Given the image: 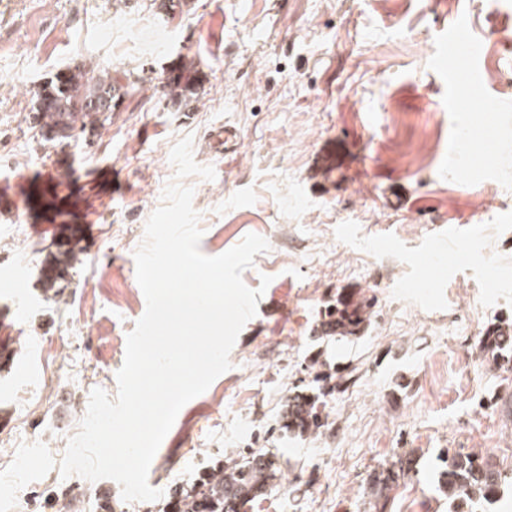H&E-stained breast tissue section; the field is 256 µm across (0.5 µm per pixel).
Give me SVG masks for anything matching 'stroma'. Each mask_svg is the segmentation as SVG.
Listing matches in <instances>:
<instances>
[{"label":"stroma","instance_id":"stroma-1","mask_svg":"<svg viewBox=\"0 0 512 512\" xmlns=\"http://www.w3.org/2000/svg\"><path fill=\"white\" fill-rule=\"evenodd\" d=\"M0 0V512H162V498L124 501L111 479L62 477L68 440L90 393L116 397L126 337L145 307L135 250L174 179L172 147L214 180L184 178L204 234L222 254L246 234L267 252L243 273L272 281L242 328L231 367L188 402L148 473L171 493L248 449H276L283 477L253 512H372L369 472L415 451L417 473L388 512H449L436 482L445 452L512 466V376L483 363V331L512 320V0ZM465 23L484 43L479 88L447 80L443 36ZM79 65L119 77L112 120L79 146L46 143L30 118L35 92ZM190 66L189 103L165 93ZM494 99L480 112L474 100ZM224 127L234 145L215 147ZM333 157V180L314 176ZM58 178L55 208L28 196ZM82 224L83 262L60 296L44 291L41 250L60 225ZM446 267L430 254L443 226ZM112 278H98L101 266ZM501 279L489 291L490 274ZM373 301L361 338L312 341L342 291ZM97 299L91 318L76 308ZM357 368L323 399L324 427H283L288 395L318 392L316 373Z\"/></svg>","mask_w":512,"mask_h":512}]
</instances>
